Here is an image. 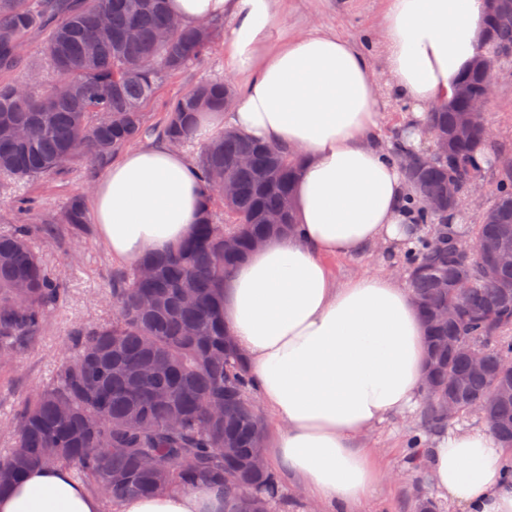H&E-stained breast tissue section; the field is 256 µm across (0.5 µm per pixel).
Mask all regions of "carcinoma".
I'll return each mask as SVG.
<instances>
[{
	"mask_svg": "<svg viewBox=\"0 0 512 512\" xmlns=\"http://www.w3.org/2000/svg\"><path fill=\"white\" fill-rule=\"evenodd\" d=\"M168 0H0V176L26 180L58 172L82 157L99 168L149 131L143 106L171 74L204 57L220 28L213 22L171 21ZM48 31L43 46L51 77L33 70L25 87L1 79L14 71L32 32ZM485 55L512 47V0L486 15ZM73 80L75 98L55 97ZM478 95L477 66L458 81ZM232 97L224 83L202 80L170 106L158 130L173 147L192 142L197 115L222 111ZM469 98L449 96L423 124L443 140L431 161L394 151L414 199V235L404 264L409 288L427 327L424 400L428 425L443 427L441 400L450 381L457 413L488 403L493 434L512 449V372L500 365L512 353V265L485 273V256L512 243V164L495 188L493 204L474 233L448 223V180L483 177L494 159L477 160L486 142V114L471 116L472 133L454 137L469 113ZM195 168L206 208L192 238L165 253H149L112 283V322L73 332L76 354L61 361L50 382L34 390L12 421V447L0 453V493L27 470L63 466L90 483L107 505L127 496L183 490L199 477L224 487V512H271L277 479L271 468L247 461L262 455L266 425L252 394L242 355L227 338L224 277L255 248L295 224L293 187L300 160L284 147L219 132L197 154ZM236 194L224 201V221L213 210L224 180ZM36 224H86L82 198ZM478 257L458 261L457 241ZM63 281L32 245V228L0 233V362L9 361L61 303ZM461 338L480 347L483 369L448 350ZM234 448L232 457L224 449Z\"/></svg>",
	"mask_w": 512,
	"mask_h": 512,
	"instance_id": "cac0c4a2",
	"label": "carcinoma"
}]
</instances>
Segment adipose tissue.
I'll return each instance as SVG.
<instances>
[{"label": "adipose tissue", "instance_id": "adipose-tissue-1", "mask_svg": "<svg viewBox=\"0 0 512 512\" xmlns=\"http://www.w3.org/2000/svg\"><path fill=\"white\" fill-rule=\"evenodd\" d=\"M287 0H170L186 23L224 18V71L238 87L228 121L303 159L296 231L269 239L224 279V326L279 425L270 460L315 503L360 512L384 472L360 448L422 388L425 329L412 295L387 272L337 284L327 258L403 242L409 187L373 140L381 114L370 60L314 29L272 42ZM482 0H386L381 46L389 90L431 107L470 69L484 41ZM191 161L159 141L113 159L93 191L94 220L120 261L166 252L199 222ZM483 427L435 437L432 484L460 512H512V478ZM224 489L126 498L118 512H222ZM0 512H102L68 469L37 468L0 494Z\"/></svg>", "mask_w": 512, "mask_h": 512}]
</instances>
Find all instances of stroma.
<instances>
[{"label": "stroma", "instance_id": "35a3bbf8", "mask_svg": "<svg viewBox=\"0 0 512 512\" xmlns=\"http://www.w3.org/2000/svg\"><path fill=\"white\" fill-rule=\"evenodd\" d=\"M385 0H288L285 19L276 26L274 36L300 33L313 27L336 32L354 40L371 59L376 74H383L384 59L380 47L381 18ZM224 77V41L216 39L211 50L178 74L167 78L155 97L145 106L147 123L163 125L167 105L203 79ZM378 99L383 115L378 142L392 148L396 138L407 134L419 122L416 105L392 96L379 86ZM491 127V154L512 158V64L504 65L496 90L487 106ZM102 171L92 169L82 159L73 160L59 174L14 181L0 178V233L26 223L27 214L17 207L18 200L29 199L36 205L41 222L34 231L35 244L46 265L64 281L65 300L53 315L15 353L11 362L0 364V450L12 444L10 424L19 403L32 390L46 384L60 361L73 357L70 337L79 327L110 322L115 312L112 283L125 270V262L116 260L104 242L98 224H54L50 218L60 212L71 198L91 200ZM405 248L384 243L367 247L352 257L329 259L337 283L366 270H381L402 264ZM433 430L424 426V407L391 416L377 425L362 440L377 466L386 472L363 512H414L417 497L435 496L430 482V460L415 457L410 446L413 437L430 443Z\"/></svg>", "mask_w": 512, "mask_h": 512}]
</instances>
